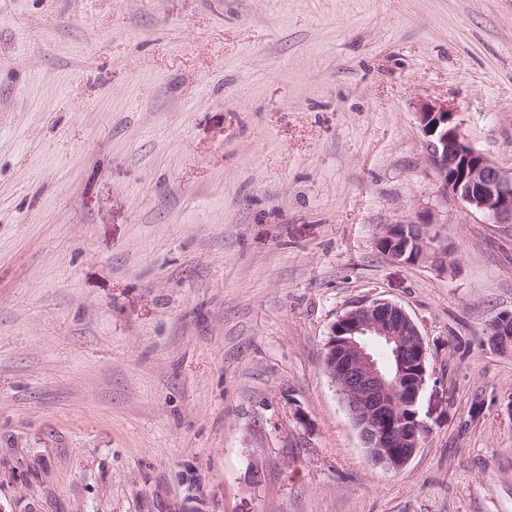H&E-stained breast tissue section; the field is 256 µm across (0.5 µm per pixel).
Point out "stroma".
<instances>
[{
    "label": "stroma",
    "instance_id": "35a3bbf8",
    "mask_svg": "<svg viewBox=\"0 0 512 512\" xmlns=\"http://www.w3.org/2000/svg\"><path fill=\"white\" fill-rule=\"evenodd\" d=\"M512 0H0V512H512ZM424 220L446 267L381 252ZM400 305L429 432L373 467L322 368ZM448 105L424 102L418 116L427 141L428 161L442 194L480 212L494 224H512V171L476 151L454 122Z\"/></svg>",
    "mask_w": 512,
    "mask_h": 512
}]
</instances>
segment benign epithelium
Returning a JSON list of instances; mask_svg holds the SVG:
<instances>
[{"label":"benign epithelium","mask_w":512,"mask_h":512,"mask_svg":"<svg viewBox=\"0 0 512 512\" xmlns=\"http://www.w3.org/2000/svg\"><path fill=\"white\" fill-rule=\"evenodd\" d=\"M418 116L440 192L494 224H512V171L501 169L471 146L448 106L424 102ZM379 242L387 244L391 258L403 263L444 254L424 230L409 236L396 224L386 229ZM511 332L512 312H500L488 322L487 343L493 347L498 337ZM370 337L381 340L398 356L396 376L389 375L387 366L371 354L366 344ZM428 354L416 322L389 301L357 306L331 327L323 368L342 396L376 468L398 471L405 467L428 432L417 411L428 376Z\"/></svg>","instance_id":"obj_1"}]
</instances>
